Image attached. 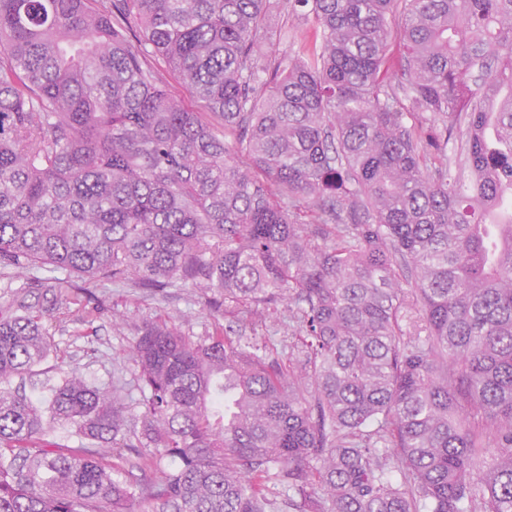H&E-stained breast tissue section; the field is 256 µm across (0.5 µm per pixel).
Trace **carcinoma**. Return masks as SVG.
Masks as SVG:
<instances>
[{
  "mask_svg": "<svg viewBox=\"0 0 512 512\" xmlns=\"http://www.w3.org/2000/svg\"><path fill=\"white\" fill-rule=\"evenodd\" d=\"M281 6L314 28L286 60L270 0H0V266L298 336L284 363L147 322L138 397L67 371L36 403L12 382L54 344L16 292L0 512H512V0ZM120 448L176 465L134 487Z\"/></svg>",
  "mask_w": 512,
  "mask_h": 512,
  "instance_id": "obj_1",
  "label": "carcinoma"
}]
</instances>
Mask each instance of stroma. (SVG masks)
<instances>
[{
	"mask_svg": "<svg viewBox=\"0 0 512 512\" xmlns=\"http://www.w3.org/2000/svg\"><path fill=\"white\" fill-rule=\"evenodd\" d=\"M29 283L30 293L39 302L62 295L70 304L51 311L47 326L57 354L44 364L43 374L26 383L32 399L44 396L42 382L59 373L77 371L89 382L109 384L132 382L135 370L127 350L139 327L152 321H165L196 337L211 334L215 327L232 324L242 336L256 342H271L270 354L287 360L292 331L288 313L266 312L255 318L214 307L209 294L188 284L152 292L134 284H113L92 279L68 282L62 273L46 269L27 274L0 267V302L13 294L20 283Z\"/></svg>",
	"mask_w": 512,
	"mask_h": 512,
	"instance_id": "1",
	"label": "stroma"
}]
</instances>
